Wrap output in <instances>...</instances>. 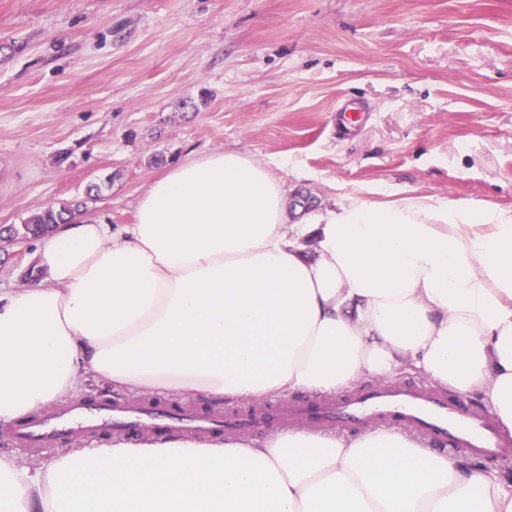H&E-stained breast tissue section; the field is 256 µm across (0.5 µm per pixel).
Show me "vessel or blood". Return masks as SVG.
<instances>
[{"label": "vessel or blood", "instance_id": "vessel-or-blood-1", "mask_svg": "<svg viewBox=\"0 0 512 512\" xmlns=\"http://www.w3.org/2000/svg\"><path fill=\"white\" fill-rule=\"evenodd\" d=\"M301 422L313 431L397 427L490 464L512 461V435L491 410L411 381L358 386L312 404L259 403L226 413L149 398H95L22 418L0 430V441L40 455L76 438L96 442L115 433L143 445L181 433L195 439L274 435Z\"/></svg>", "mask_w": 512, "mask_h": 512}]
</instances>
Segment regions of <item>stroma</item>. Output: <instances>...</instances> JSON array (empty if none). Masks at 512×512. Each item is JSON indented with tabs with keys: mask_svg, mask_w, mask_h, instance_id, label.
<instances>
[{
	"mask_svg": "<svg viewBox=\"0 0 512 512\" xmlns=\"http://www.w3.org/2000/svg\"><path fill=\"white\" fill-rule=\"evenodd\" d=\"M221 149L314 198L294 224L354 199L512 211V0H0V226L132 223L154 177ZM35 249L0 243L1 292Z\"/></svg>",
	"mask_w": 512,
	"mask_h": 512,
	"instance_id": "1",
	"label": "stroma"
}]
</instances>
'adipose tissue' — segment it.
I'll return each mask as SVG.
<instances>
[{"mask_svg": "<svg viewBox=\"0 0 512 512\" xmlns=\"http://www.w3.org/2000/svg\"><path fill=\"white\" fill-rule=\"evenodd\" d=\"M0 292V421L90 376L214 400L332 394L407 367L512 431V213L356 200L309 224L236 150L173 165L130 224H62ZM0 512H512V481L382 429L115 440L0 457Z\"/></svg>", "mask_w": 512, "mask_h": 512, "instance_id": "adipose-tissue-1", "label": "adipose tissue"}]
</instances>
